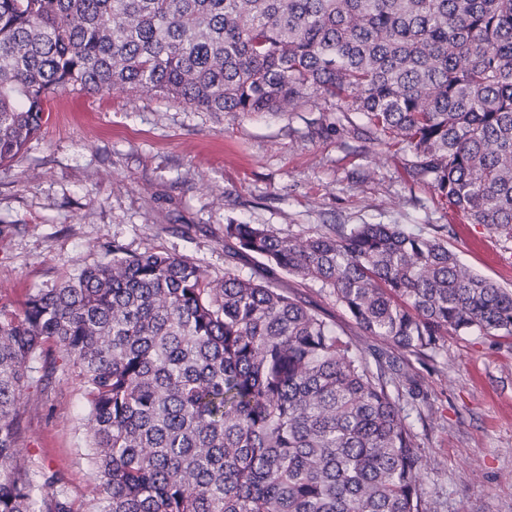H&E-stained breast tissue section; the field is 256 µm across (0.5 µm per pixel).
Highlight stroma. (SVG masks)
<instances>
[{
    "label": "stroma",
    "instance_id": "stroma-1",
    "mask_svg": "<svg viewBox=\"0 0 512 512\" xmlns=\"http://www.w3.org/2000/svg\"><path fill=\"white\" fill-rule=\"evenodd\" d=\"M12 161L0 166V299L22 305L112 246L159 249L220 278L229 223L311 233L326 224H396L438 237L479 274L512 288V240L448 212L409 174L410 154L376 150L361 130L311 103L287 112H202L159 93L67 90ZM285 288L372 353L316 283ZM408 423L427 461L428 512H512V336H445L434 366L410 360ZM22 454L63 474L73 498L92 488L82 394L62 372L33 371Z\"/></svg>",
    "mask_w": 512,
    "mask_h": 512
}]
</instances>
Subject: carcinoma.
<instances>
[{"instance_id":"carcinoma-1","label":"carcinoma","mask_w":512,"mask_h":512,"mask_svg":"<svg viewBox=\"0 0 512 512\" xmlns=\"http://www.w3.org/2000/svg\"><path fill=\"white\" fill-rule=\"evenodd\" d=\"M70 87L354 112L448 210L512 239V0H0V165ZM224 247L318 284L392 352L369 360L271 278L115 248L0 301V512H427L404 360L512 336V290L396 224L230 223ZM58 352L87 406L80 503L21 455L23 392Z\"/></svg>"}]
</instances>
